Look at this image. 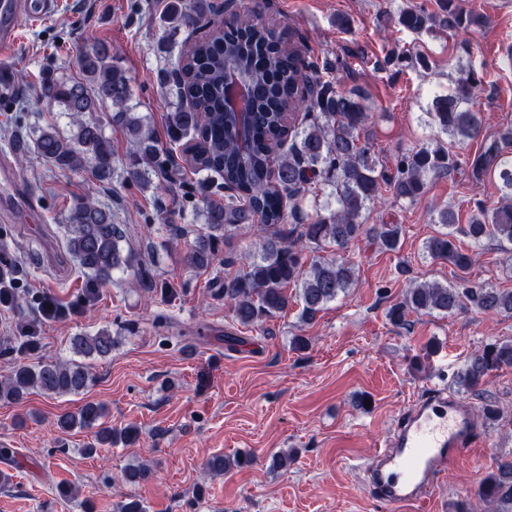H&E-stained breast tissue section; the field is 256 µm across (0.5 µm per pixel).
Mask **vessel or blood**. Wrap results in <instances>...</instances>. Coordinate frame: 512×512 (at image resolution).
<instances>
[{
    "label": "vessel or blood",
    "mask_w": 512,
    "mask_h": 512,
    "mask_svg": "<svg viewBox=\"0 0 512 512\" xmlns=\"http://www.w3.org/2000/svg\"><path fill=\"white\" fill-rule=\"evenodd\" d=\"M54 10V0H0V68L13 55L23 20ZM478 445L470 406L442 393L410 404L396 422L392 440L365 466L383 512L421 507L450 464Z\"/></svg>",
    "instance_id": "b4317fda"
}]
</instances>
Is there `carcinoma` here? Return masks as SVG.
Listing matches in <instances>:
<instances>
[{"label":"carcinoma","mask_w":512,"mask_h":512,"mask_svg":"<svg viewBox=\"0 0 512 512\" xmlns=\"http://www.w3.org/2000/svg\"><path fill=\"white\" fill-rule=\"evenodd\" d=\"M161 22L174 28L208 24L221 31L185 45L176 66L166 73V82L174 87L177 98L174 110L166 116V142L158 140L142 117L131 111L125 71L112 56L111 46L96 40L79 54L77 75L45 74L43 88L52 92L48 103L65 111L72 133L66 137L52 125L44 127L33 141V152L63 172H76L88 160L94 177L109 184L115 165L104 127L116 123L124 128L132 146L133 177L146 186L153 175L171 179L166 163L175 147L193 149L192 169L218 174L237 192L225 196L222 203L202 200L204 227L189 252L192 265L209 267L216 259L213 242L228 241L243 226L257 225L263 232L257 249L245 256L242 270L219 284L233 318L242 326H256L286 311L294 299L301 304L300 320L314 321L326 304L346 294L356 280L355 264L341 255L342 251L364 236L385 251L397 249L400 225L368 227L361 221L363 212L382 199L383 189H389L398 201L413 203L425 196L432 179L456 170L458 158L433 139L397 157L393 169L385 167L368 143L361 141L368 119L361 90L338 91L333 81L324 79L337 70L335 64L306 61L291 35L276 32L256 15H238L228 22L212 0H169ZM396 24L416 34L446 30L461 38L465 50L464 36L480 26L482 19L462 9L458 0H442L440 14L407 6L399 10ZM384 63L430 68L425 56L394 52ZM226 79L242 81L250 94L252 110L245 120L224 111ZM480 86L472 69L459 76L448 93L432 97L425 112L426 124L435 128L437 135L459 142L479 138L483 122L471 104ZM466 166L476 181L494 174L500 192L497 203L490 208L477 203V212L464 225L456 222L451 207L436 208L435 222L445 231L425 244L432 260L460 269L471 262V255L459 245L460 235L475 245L487 239L512 244V125L485 140L479 152L468 157ZM307 196L323 201L316 204V217L305 224L297 214L298 201ZM290 216L296 223L285 230L283 225ZM124 238L125 230L113 222L110 209L80 201L71 210L65 250L90 275L85 301L96 298L99 287L113 272L133 266L138 288L175 296L174 289L155 279L148 262L135 264L132 254L123 253ZM325 247L340 254L304 267L305 250ZM14 283V268L0 265V304L15 301ZM467 304L486 313L512 315V291L414 283L403 300L388 309L387 316L393 324L402 325L412 313L448 315ZM114 345L107 328L72 340L75 353L87 358H105ZM38 346L37 325H20L14 344L3 351L9 363L0 380L1 402L18 403L33 389L50 395L75 394L92 382L83 363L49 360L29 365L21 361ZM503 367H512V340L489 344L471 356L458 383L473 390L492 371ZM106 415L102 405L89 402L76 414L59 416L56 426L62 432L93 430V442L85 448L88 454L137 439L138 428L114 429L105 421ZM252 464L249 454L231 461L215 455L208 462L217 474ZM476 495L500 512H512L511 454L497 460Z\"/></svg>","instance_id":"cac0c4a2"}]
</instances>
